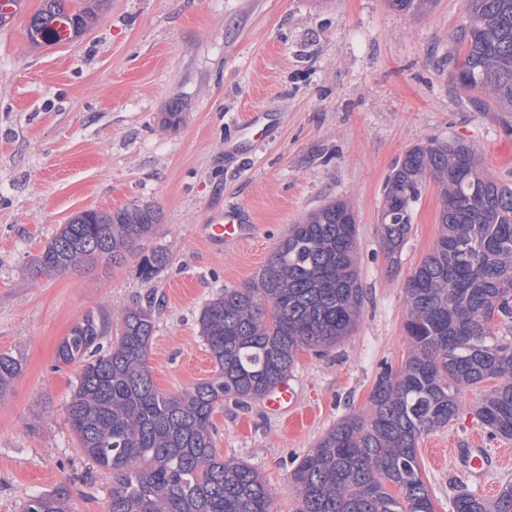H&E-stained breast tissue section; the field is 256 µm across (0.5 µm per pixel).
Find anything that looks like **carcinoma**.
<instances>
[{
    "label": "carcinoma",
    "instance_id": "cac0c4a2",
    "mask_svg": "<svg viewBox=\"0 0 512 512\" xmlns=\"http://www.w3.org/2000/svg\"><path fill=\"white\" fill-rule=\"evenodd\" d=\"M413 16L435 0H387ZM104 0H43L29 20L36 45L74 21V40L98 22ZM468 23L453 37L461 55L452 82L479 104L512 112V0H466ZM439 189V232L404 285L405 365L378 374L366 411L342 418L288 479L296 512H435L418 459L419 440L460 411L463 389L496 379L477 415L491 438H512V186L489 177L479 151L459 140L428 139L408 149L388 178L380 214L383 254L399 263L427 182ZM151 206L84 211L62 225L33 258L52 275L105 259L116 265L152 237ZM159 249L146 258L152 277L167 266ZM357 227L335 199L293 225L253 282L226 288L198 323L215 376L180 395L160 391L147 365L151 310L128 307L120 326L89 311L61 341L56 360L80 367L66 408L81 453L111 479L107 512H273L274 491L243 462L221 457L212 415L224 402L265 397L288 379L299 354L316 355L356 329L362 315ZM21 363L0 354V392ZM58 487L31 496L22 512H68ZM453 512H512V483L492 499L458 495Z\"/></svg>",
    "mask_w": 512,
    "mask_h": 512
}]
</instances>
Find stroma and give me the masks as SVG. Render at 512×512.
Listing matches in <instances>:
<instances>
[{"label": "stroma", "mask_w": 512, "mask_h": 512, "mask_svg": "<svg viewBox=\"0 0 512 512\" xmlns=\"http://www.w3.org/2000/svg\"><path fill=\"white\" fill-rule=\"evenodd\" d=\"M41 6L22 0L0 26V353L21 362L0 392V512L61 485L69 512H106L110 478L66 420L79 367L56 361L83 314L151 307L152 379L181 394L216 371L203 306L246 286L292 224L339 198L356 218L363 313L324 356L301 354L289 382L306 421L291 426L263 399L228 400L213 415L219 454L258 471L276 491L274 512H295L289 472L338 420L365 411L381 368L400 369L409 353L404 284L438 235L440 198L427 185L390 266L379 214L398 160L428 138L461 140L512 185V162L498 157L512 149V114L473 104L451 81L465 0H437L421 17L387 0H110L83 37L35 47L27 29ZM255 112L269 121L247 128ZM132 205L161 220L121 264L31 270L73 215ZM232 209L251 230L228 250L207 232ZM158 248L170 261L145 278ZM490 388L464 389L457 419L419 441L436 512H452L468 485L449 451L472 437L503 457L476 494L512 481V439H488L476 416Z\"/></svg>", "instance_id": "35a3bbf8"}]
</instances>
